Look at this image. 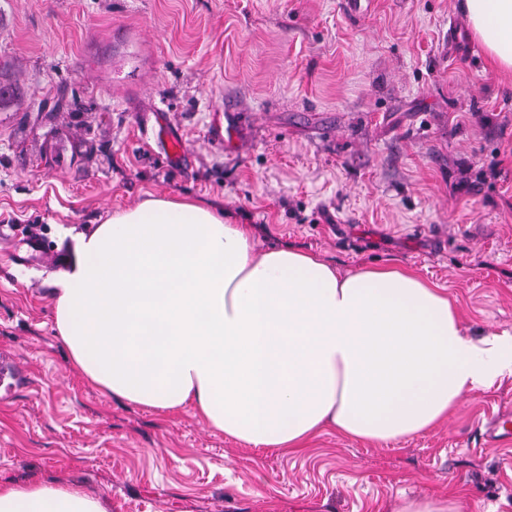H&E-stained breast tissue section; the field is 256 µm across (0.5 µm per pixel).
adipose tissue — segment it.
Here are the masks:
<instances>
[{
    "label": "adipose tissue",
    "mask_w": 512,
    "mask_h": 512,
    "mask_svg": "<svg viewBox=\"0 0 512 512\" xmlns=\"http://www.w3.org/2000/svg\"><path fill=\"white\" fill-rule=\"evenodd\" d=\"M512 75V0H461ZM57 336L86 378L151 409L189 406L226 438L298 453L320 431L421 434L512 371V335L463 333L447 291L399 265L343 272L289 245L256 250L223 208L148 197L69 232ZM0 512H109L81 488L0 484Z\"/></svg>",
    "instance_id": "obj_1"
}]
</instances>
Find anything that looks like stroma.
I'll return each instance as SVG.
<instances>
[{"label":"stroma","instance_id":"1","mask_svg":"<svg viewBox=\"0 0 512 512\" xmlns=\"http://www.w3.org/2000/svg\"><path fill=\"white\" fill-rule=\"evenodd\" d=\"M0 479L77 484L110 512H512V444L479 423L512 373L433 430L299 455L193 409L103 395L55 333L60 231L192 198L341 270L397 262L463 330L512 333V82L459 0H0ZM234 122L237 147H224ZM184 144L168 154L163 137ZM395 512H461V505L451 497L420 498L402 502Z\"/></svg>","mask_w":512,"mask_h":512}]
</instances>
